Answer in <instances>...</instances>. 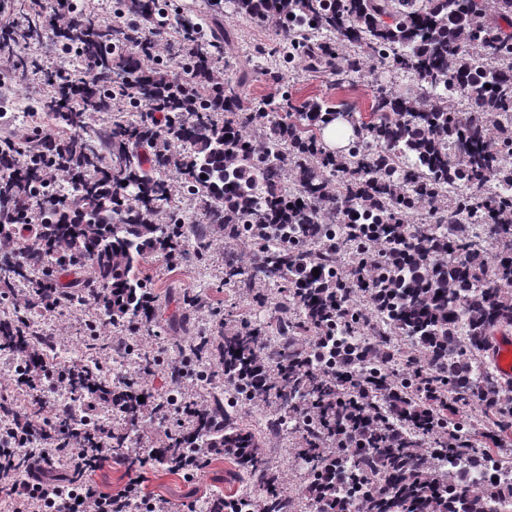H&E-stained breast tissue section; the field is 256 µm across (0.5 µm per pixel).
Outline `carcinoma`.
<instances>
[{
    "mask_svg": "<svg viewBox=\"0 0 512 512\" xmlns=\"http://www.w3.org/2000/svg\"><path fill=\"white\" fill-rule=\"evenodd\" d=\"M251 21L278 17L282 62L299 57L313 72L342 83L367 64L410 73L403 92L380 91L369 118L353 122L346 151L319 142L343 103L319 98L299 105L254 106L224 81L218 60L228 33L218 25L224 0L208 10L174 14L162 0H121L110 24L82 20L68 28L46 20L40 0H19L15 21L0 27V56L18 71L36 62L22 46L48 37L71 44L94 63L84 82L61 83L38 102L58 134L44 138L24 126L0 139V288L23 280L36 300L51 289L67 305H90L108 291L124 319L141 310L146 284L139 265L152 244L174 249L176 259L199 261L186 247L187 226L172 208L173 181L196 205L201 223L254 248L247 266L228 263L224 282L250 290L256 282L284 283L276 308L273 348L267 326L224 329L219 340L195 338L192 355L217 357L224 384L193 418V431L173 433L155 461L166 471L186 468L190 448H222L239 472L273 481L261 438L235 409L239 401L270 408L272 428L288 424L298 404V456L330 472L345 432L368 433L350 471L381 479L386 492L359 491L364 512H497L499 485L470 496L452 493L440 465L476 447L474 435L499 439L512 430V381L498 378L484 358L493 336L512 328V0H229ZM169 12L181 42L154 68L155 16ZM180 59L196 70L190 91L166 66ZM135 102V120L115 122L104 134L93 115ZM194 150H174L170 135ZM69 192L45 220L19 240L21 221L36 191ZM426 211L433 221L408 224ZM486 226L479 245L472 225ZM395 247L397 261L377 258ZM352 256L342 265L339 253ZM74 278L63 283L54 268ZM91 275H84L85 269ZM319 274H314L313 270ZM28 316L0 319V351L26 344ZM341 333L332 355L336 374L306 365L310 342ZM404 366L409 372L398 374ZM75 390L110 380L97 365L70 366ZM144 401L115 393L112 405L135 425ZM476 405L467 423L460 407ZM81 430V445L96 454L95 427ZM292 497L268 489L262 497H212L207 512H291Z\"/></svg>",
    "mask_w": 512,
    "mask_h": 512,
    "instance_id": "1",
    "label": "carcinoma"
}]
</instances>
